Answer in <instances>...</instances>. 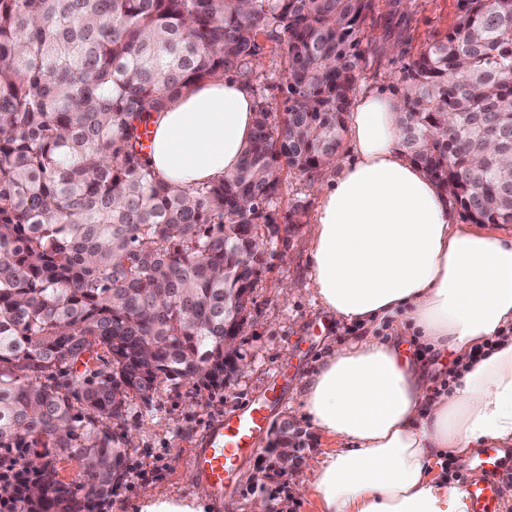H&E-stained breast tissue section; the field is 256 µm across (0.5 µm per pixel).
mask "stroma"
Instances as JSON below:
<instances>
[{
  "label": "stroma",
  "instance_id": "obj_1",
  "mask_svg": "<svg viewBox=\"0 0 512 512\" xmlns=\"http://www.w3.org/2000/svg\"><path fill=\"white\" fill-rule=\"evenodd\" d=\"M457 0H375L364 24L369 62L362 88L399 95L402 72L428 43L443 37L455 24ZM287 63L275 42L265 41L254 64L253 81L274 105H281ZM329 176L321 171L307 179L283 174L277 203L287 215L296 201L306 212L287 240L276 243L251 295L249 326L239 341L243 370L224 387L214 389L193 383L168 385L147 399L130 401L120 428L126 431L127 464L138 469H159L158 477L140 481L126 476L108 512H139L149 493L160 491L183 500H196L194 477L184 463L197 447L206 428L227 412L246 407L273 382L279 365L288 367V387L269 418L289 419L300 429L307 446L301 463L273 478L257 477L267 454L258 450L242 465L234 489L223 503L207 500L206 512H252L255 500L264 499L271 512H321L316 497L301 489L313 476L318 457L331 446L300 410L307 377L330 347L368 336L365 326L331 317L322 308L311 285L308 244L318 206V189Z\"/></svg>",
  "mask_w": 512,
  "mask_h": 512
}]
</instances>
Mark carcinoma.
Listing matches in <instances>:
<instances>
[{"label":"carcinoma","instance_id":"1","mask_svg":"<svg viewBox=\"0 0 512 512\" xmlns=\"http://www.w3.org/2000/svg\"><path fill=\"white\" fill-rule=\"evenodd\" d=\"M459 16L405 70L400 149L471 224H512V0ZM373 0H0V512H100L115 426L162 385H224L279 225L283 169L338 154ZM278 39L283 112L252 85ZM235 72L255 98L238 170L192 191L144 150L155 113ZM83 370H78V366ZM65 459L79 481L60 477Z\"/></svg>","mask_w":512,"mask_h":512}]
</instances>
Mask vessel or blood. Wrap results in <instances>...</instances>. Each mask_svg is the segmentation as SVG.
I'll return each instance as SVG.
<instances>
[{
    "instance_id": "vessel-or-blood-1",
    "label": "vessel or blood",
    "mask_w": 512,
    "mask_h": 512,
    "mask_svg": "<svg viewBox=\"0 0 512 512\" xmlns=\"http://www.w3.org/2000/svg\"><path fill=\"white\" fill-rule=\"evenodd\" d=\"M283 394L274 387L265 396L254 399L247 407L217 420L192 449L186 463L194 473L199 489L215 501H222L224 489L233 478L239 463L254 453L264 436L271 408ZM512 477V465L501 451L489 444L473 457L472 476L464 487L469 512H504L506 482Z\"/></svg>"
}]
</instances>
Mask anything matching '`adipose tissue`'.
I'll use <instances>...</instances> for the list:
<instances>
[{
    "mask_svg": "<svg viewBox=\"0 0 512 512\" xmlns=\"http://www.w3.org/2000/svg\"><path fill=\"white\" fill-rule=\"evenodd\" d=\"M400 101L363 94L349 120L352 156L319 188L309 245L311 279L329 314L361 325L393 319V333L330 350L306 379L301 410L333 440L308 494L322 512H467L464 494L433 477L450 454L512 446V337L468 356L512 325V235L455 223L432 178L400 154ZM254 98L240 80L195 84L156 114L149 161L191 189L231 175L254 129ZM436 351L466 362L453 392L410 360L398 314Z\"/></svg>",
    "mask_w": 512,
    "mask_h": 512,
    "instance_id": "adipose-tissue-1",
    "label": "adipose tissue"
}]
</instances>
